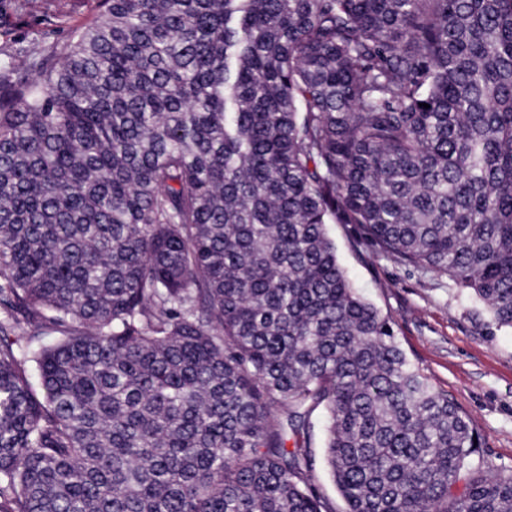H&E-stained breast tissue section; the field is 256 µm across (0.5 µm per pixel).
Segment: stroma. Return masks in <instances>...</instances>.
<instances>
[{"instance_id": "obj_1", "label": "stroma", "mask_w": 512, "mask_h": 512, "mask_svg": "<svg viewBox=\"0 0 512 512\" xmlns=\"http://www.w3.org/2000/svg\"><path fill=\"white\" fill-rule=\"evenodd\" d=\"M339 263L394 328L408 358L472 419L490 471L512 468V330L425 273L356 244L351 224L329 227Z\"/></svg>"}]
</instances>
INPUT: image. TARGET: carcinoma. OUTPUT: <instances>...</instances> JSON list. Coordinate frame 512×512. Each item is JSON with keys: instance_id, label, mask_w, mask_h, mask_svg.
Masks as SVG:
<instances>
[{"instance_id": "1", "label": "carcinoma", "mask_w": 512, "mask_h": 512, "mask_svg": "<svg viewBox=\"0 0 512 512\" xmlns=\"http://www.w3.org/2000/svg\"><path fill=\"white\" fill-rule=\"evenodd\" d=\"M98 11L0 46V512H333L318 413L345 512H512L327 230L512 329V0ZM314 423V445L317 455V469L316 476L320 484L322 485L323 491L326 497L329 499L330 505L335 512H342L344 509V503L339 496L336 488L334 487L327 467L323 460V447L326 441V428L322 414H316L313 418Z\"/></svg>"}]
</instances>
